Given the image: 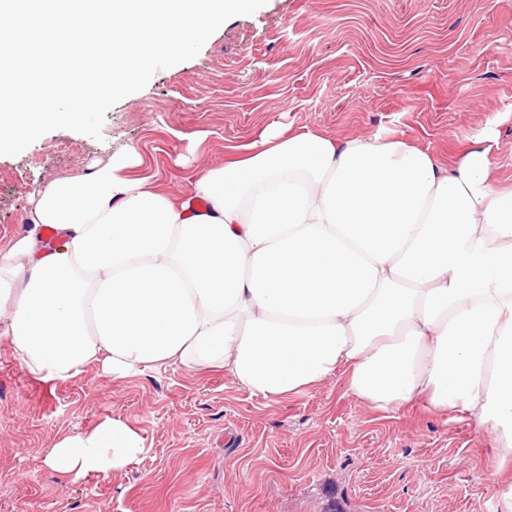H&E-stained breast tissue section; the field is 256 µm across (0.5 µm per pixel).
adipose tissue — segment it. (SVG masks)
Wrapping results in <instances>:
<instances>
[{"instance_id": "adipose-tissue-1", "label": "adipose tissue", "mask_w": 512, "mask_h": 512, "mask_svg": "<svg viewBox=\"0 0 512 512\" xmlns=\"http://www.w3.org/2000/svg\"><path fill=\"white\" fill-rule=\"evenodd\" d=\"M139 163L52 179L0 251V335L29 373L221 367L282 400L341 372L377 411L425 399L512 459V192L488 150L451 170L398 138L271 129L178 194L129 176ZM145 450L108 417L42 463L107 477Z\"/></svg>"}]
</instances>
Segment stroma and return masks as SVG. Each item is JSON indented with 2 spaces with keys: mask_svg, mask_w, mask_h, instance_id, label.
I'll use <instances>...</instances> for the list:
<instances>
[{
  "mask_svg": "<svg viewBox=\"0 0 512 512\" xmlns=\"http://www.w3.org/2000/svg\"><path fill=\"white\" fill-rule=\"evenodd\" d=\"M275 126L402 138L450 167L485 148L512 188V0H267L114 105L102 140L59 129L0 155V249L55 177L132 147L131 176L183 192ZM345 380L280 401L173 365L45 382L0 337V512H507L495 435L419 407L384 416ZM107 417L141 430L147 452L75 482L42 465Z\"/></svg>",
  "mask_w": 512,
  "mask_h": 512,
  "instance_id": "obj_1",
  "label": "stroma"
}]
</instances>
